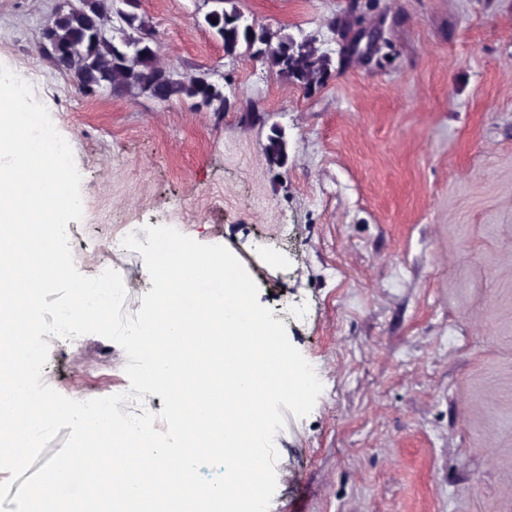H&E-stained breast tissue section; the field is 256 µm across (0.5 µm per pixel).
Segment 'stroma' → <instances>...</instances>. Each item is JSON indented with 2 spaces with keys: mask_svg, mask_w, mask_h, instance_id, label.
Here are the masks:
<instances>
[{
  "mask_svg": "<svg viewBox=\"0 0 512 512\" xmlns=\"http://www.w3.org/2000/svg\"><path fill=\"white\" fill-rule=\"evenodd\" d=\"M61 0H0V65L40 68L36 98L70 144L83 217L67 224L87 276L151 290L129 228L225 245L313 366L323 391L284 411L269 512H512V0H240L257 25L312 34L338 56V25L381 26L373 58L306 94L228 58L202 0H139L159 59L210 73L224 114L188 102L79 94L41 63ZM288 164L270 169L271 127ZM117 343L90 334L52 361L62 395L130 383Z\"/></svg>",
  "mask_w": 512,
  "mask_h": 512,
  "instance_id": "obj_1",
  "label": "stroma"
}]
</instances>
